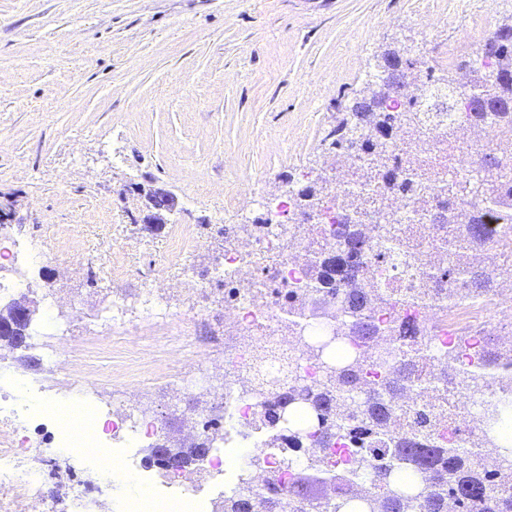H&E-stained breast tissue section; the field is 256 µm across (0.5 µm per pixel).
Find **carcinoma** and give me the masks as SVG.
<instances>
[{"label": "carcinoma", "mask_w": 512, "mask_h": 512, "mask_svg": "<svg viewBox=\"0 0 512 512\" xmlns=\"http://www.w3.org/2000/svg\"><path fill=\"white\" fill-rule=\"evenodd\" d=\"M491 49L485 54L496 64V71L488 78L476 73L481 93L471 99V114L482 121L494 122L501 135H512V26L497 29L486 40ZM396 53L384 58V76L368 90V96L355 103V125L375 133V137L362 141L365 150L380 154L394 127L395 116L385 107L384 86L399 84L415 62L407 58L403 64L394 60ZM493 178L475 182L470 186L471 198L481 211L466 215L456 211V193L448 183V199L441 207V223L448 225V233L463 243L467 253L448 263L442 278L463 276L469 283L467 293L457 299L459 303H478L497 288L499 276L475 264L472 258L484 247L497 230L491 223L512 226V178L505 166L491 171ZM359 211L351 208L344 223L336 225V238L340 251L318 258L311 271L313 280L325 285L324 294L348 306L358 316L361 335L367 340L388 332L397 336H416V324L406 322L396 327H385L366 317L364 311L372 305L367 288L369 275L367 254L372 251L370 240L357 230ZM480 369L508 372L512 368V347L503 352L486 343L474 354ZM424 363L418 355L410 356L396 376H381L384 390L396 393L406 379H420ZM359 371L346 368L329 376L321 390L313 396L312 406L317 414L328 421L325 442L343 434L345 423L339 393L360 384ZM397 417L391 405L371 403L360 420L354 439L361 442V460L350 461L341 467H332L317 461L310 472L288 485V498H308L315 502L318 512H342L351 505L365 512H445L448 499L456 501L457 512H512V496L495 490L497 483L512 479V447L501 445L502 430L512 424V400H499L486 409L487 435L502 459L505 469L490 473L482 468L479 454L458 448H436L431 445L432 424L425 414L417 416L412 433L400 438L391 434V421ZM386 457L390 463L377 465L371 472L374 493L367 499L351 497L352 476L363 468L362 461ZM423 469L435 473L434 489L424 498L417 497L418 474ZM224 512H284L280 487L272 482L270 494L254 498L248 492L237 493L224 503Z\"/></svg>", "instance_id": "1"}]
</instances>
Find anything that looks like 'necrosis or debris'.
I'll return each mask as SVG.
<instances>
[{"label":"necrosis or debris","mask_w":512,"mask_h":512,"mask_svg":"<svg viewBox=\"0 0 512 512\" xmlns=\"http://www.w3.org/2000/svg\"><path fill=\"white\" fill-rule=\"evenodd\" d=\"M474 92L473 75L460 74L458 109L439 127L413 128L403 102L389 103V110L397 116L387 143L390 164L401 177L421 182L420 198L381 189L380 168L357 146L333 169L331 187L312 213H302L294 197L281 199L266 206L267 219L259 234L244 235L235 247L225 250L224 268L217 275L224 288V362L215 368L224 378V389L213 395L224 420L186 431L187 443L206 438L212 454L177 469L159 465L163 483L179 492L171 507L191 512L204 480L223 467L228 448L255 449V456L235 467V486L262 494L271 476L290 484L312 462L328 459L331 449L353 447V440L346 436L323 447V424L302 405L291 408L290 420L271 434L263 431L257 418L288 389L318 391L331 372L354 365L370 381L344 405L347 426H357L368 404L384 396L369 357L374 349L382 351L395 369L413 353L421 354L429 364L425 378L405 383L392 401L401 417L398 432L407 433L415 412L431 411L439 417L433 434L437 443L475 449L486 469L498 468L499 459L486 436L485 409L492 400L512 399V387L502 386L488 373L464 384L463 362L449 357L448 342L459 337L480 342L488 335L512 342V293L497 291L488 307L474 309L458 301L465 280L453 279L444 281L429 306L413 307L404 300L411 287L446 270L455 257V243L449 242L434 220L443 202V180L451 178L463 185L483 175L481 147L473 136L466 106ZM351 198L361 205V222L373 245H380L382 223L390 218L394 221L393 247L419 257V264L408 266L397 257L373 256L368 286L377 315L394 324L416 322L423 328L421 336H381L375 344H368L353 331L354 316L339 302L324 311L307 304L296 315H289V289L308 284L311 262L338 249L336 226ZM126 315L124 305H113L101 324L123 327L120 345L128 371L152 375L155 351L134 334ZM55 339L50 354L57 374L55 397L83 398L91 408V419L103 420L104 432L115 445L133 447L145 437L164 439L156 419L134 408V395L109 398L100 382L90 381V374L100 373L101 368L86 337L64 330ZM10 399V392L0 391V402L7 404L0 409V512H74L83 501L82 489L75 484L60 485L47 472L49 463L61 456L70 469L78 468L80 457L70 453V439L33 437L30 418L10 407Z\"/></svg>","instance_id":"1"}]
</instances>
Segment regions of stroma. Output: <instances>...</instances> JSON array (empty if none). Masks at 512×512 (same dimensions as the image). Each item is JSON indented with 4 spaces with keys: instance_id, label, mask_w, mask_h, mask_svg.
Segmentation results:
<instances>
[{
    "instance_id": "1",
    "label": "stroma",
    "mask_w": 512,
    "mask_h": 512,
    "mask_svg": "<svg viewBox=\"0 0 512 512\" xmlns=\"http://www.w3.org/2000/svg\"><path fill=\"white\" fill-rule=\"evenodd\" d=\"M435 15L449 53L434 76L451 80L485 29L512 24V0H0V200L19 217L0 250L33 256L32 328L50 326L58 297L95 347L96 313L152 289L164 316L141 321V336L223 362L221 304L173 320L181 281L214 287L225 242L262 214L254 194L274 201L329 172L332 134L352 123L369 71L388 52L417 56ZM157 190L177 207L152 228L141 218ZM116 245L131 270L117 290ZM11 356L20 403L37 405L53 381L45 340L27 336ZM170 376L111 384L135 390L167 435L213 419L210 394Z\"/></svg>"
}]
</instances>
